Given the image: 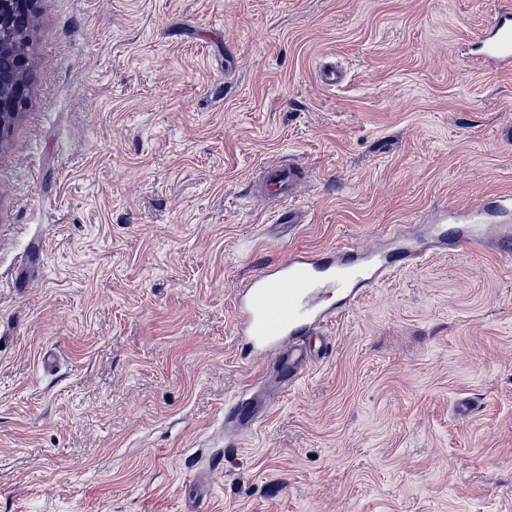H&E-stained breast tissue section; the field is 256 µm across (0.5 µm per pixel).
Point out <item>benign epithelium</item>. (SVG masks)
Returning <instances> with one entry per match:
<instances>
[{
    "instance_id": "1",
    "label": "benign epithelium",
    "mask_w": 512,
    "mask_h": 512,
    "mask_svg": "<svg viewBox=\"0 0 512 512\" xmlns=\"http://www.w3.org/2000/svg\"><path fill=\"white\" fill-rule=\"evenodd\" d=\"M36 0H0V54L8 65L0 68V137L26 103L27 74L30 67L29 29L15 33L11 40L4 32L13 28V20L21 12L33 18Z\"/></svg>"
}]
</instances>
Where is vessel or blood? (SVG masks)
Returning <instances> with one entry per match:
<instances>
[{
	"label": "vessel or blood",
	"instance_id": "vessel-or-blood-1",
	"mask_svg": "<svg viewBox=\"0 0 512 512\" xmlns=\"http://www.w3.org/2000/svg\"><path fill=\"white\" fill-rule=\"evenodd\" d=\"M478 57L497 67L512 65V14L498 17L491 33L483 38ZM306 182L300 167L274 163L259 174L256 200L277 204L278 220L300 224L304 212L297 201ZM484 203H477L467 213L444 209L435 220L456 224L461 238L471 244L482 243L495 234L504 252L512 251V225L483 224ZM285 254L275 264L266 266L246 283L234 302L235 329L250 358L276 357L281 366L277 381L280 390H288L307 368V336L323 335L338 309L351 304L359 291L372 288L387 276L390 267L403 261V254L386 258L350 248L342 253H314L284 243ZM337 297L332 308L322 307L320 296Z\"/></svg>",
	"mask_w": 512,
	"mask_h": 512
}]
</instances>
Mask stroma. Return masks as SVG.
Segmentation results:
<instances>
[{
	"label": "stroma",
	"mask_w": 512,
	"mask_h": 512,
	"mask_svg": "<svg viewBox=\"0 0 512 512\" xmlns=\"http://www.w3.org/2000/svg\"><path fill=\"white\" fill-rule=\"evenodd\" d=\"M504 10L37 0L0 138V512H512V255L432 231L512 194V68L470 52ZM278 158L306 173V223L253 196ZM291 238L427 255L282 393L233 302ZM255 411L256 405L252 398L240 399L228 413V423L238 427L248 425L255 420Z\"/></svg>",
	"instance_id": "obj_1"
}]
</instances>
